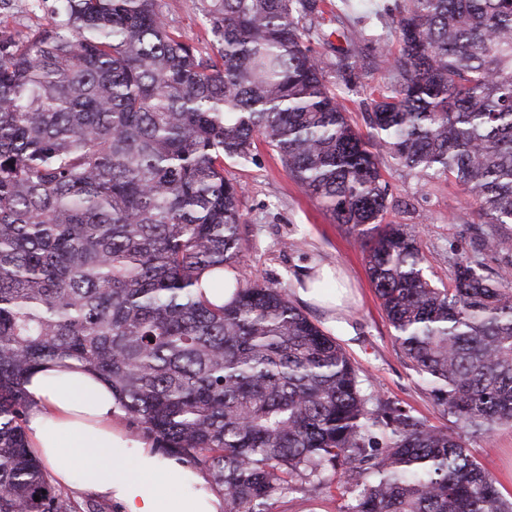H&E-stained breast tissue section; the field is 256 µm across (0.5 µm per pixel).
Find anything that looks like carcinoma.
Returning a JSON list of instances; mask_svg holds the SVG:
<instances>
[{
    "mask_svg": "<svg viewBox=\"0 0 512 512\" xmlns=\"http://www.w3.org/2000/svg\"><path fill=\"white\" fill-rule=\"evenodd\" d=\"M56 2L51 27L0 30V512H102L28 450L27 379L66 359L112 385L132 437L206 470L224 512L306 487L348 492L345 512H512L466 446L512 428V0H408L366 134L327 78L355 40L334 62L311 47L322 0H212L206 58L157 0ZM258 141L356 235L453 429L366 393L286 289L225 277L242 188L224 160ZM382 153L464 187L497 270L424 275L417 235L384 223Z\"/></svg>",
    "mask_w": 512,
    "mask_h": 512,
    "instance_id": "carcinoma-1",
    "label": "carcinoma"
}]
</instances>
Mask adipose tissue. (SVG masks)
<instances>
[{
    "label": "adipose tissue",
    "mask_w": 512,
    "mask_h": 512,
    "mask_svg": "<svg viewBox=\"0 0 512 512\" xmlns=\"http://www.w3.org/2000/svg\"><path fill=\"white\" fill-rule=\"evenodd\" d=\"M25 388L29 450L56 486L105 498L116 512H223L222 494L199 469L126 439L111 385L87 366L46 362Z\"/></svg>",
    "instance_id": "obj_1"
}]
</instances>
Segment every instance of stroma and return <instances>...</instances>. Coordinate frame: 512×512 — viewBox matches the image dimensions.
<instances>
[{
	"label": "stroma",
	"instance_id": "1",
	"mask_svg": "<svg viewBox=\"0 0 512 512\" xmlns=\"http://www.w3.org/2000/svg\"><path fill=\"white\" fill-rule=\"evenodd\" d=\"M400 0H325L320 27L359 34V54L351 73L329 72L353 124L367 131L373 92L390 80L385 48L396 45L394 20ZM207 0H158L170 29L190 37L203 55L217 56ZM54 0H0V28L18 37L53 25ZM389 186L386 222L418 226L424 273L434 283L451 278L453 260L461 255L494 267L479 246L478 206L455 181L436 178L419 185L416 178L383 159ZM224 174L244 189L242 196L241 279L269 281L287 290L310 265L339 267L353 300L328 333L345 349L366 391L396 401L430 424L448 427L430 392L401 353L371 285L365 252L346 226L332 223L321 206L290 178L278 155L258 144L252 161L228 160ZM470 452L493 474L504 497L512 499V428L470 436ZM340 490H297L274 496L269 512H343Z\"/></svg>",
	"mask_w": 512,
	"mask_h": 512
}]
</instances>
